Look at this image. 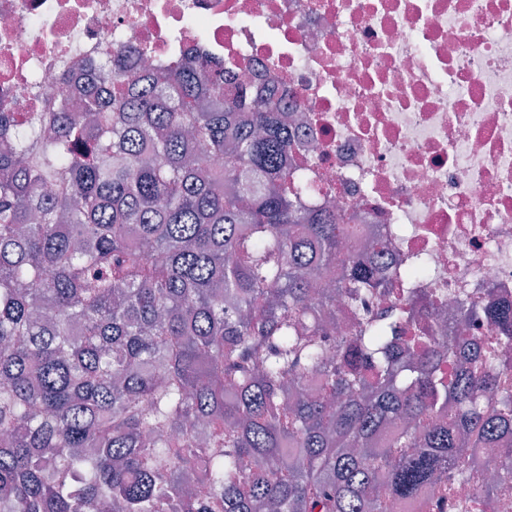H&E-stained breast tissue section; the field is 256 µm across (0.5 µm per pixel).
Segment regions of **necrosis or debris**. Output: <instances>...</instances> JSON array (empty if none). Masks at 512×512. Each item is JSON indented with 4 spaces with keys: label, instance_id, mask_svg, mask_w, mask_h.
Listing matches in <instances>:
<instances>
[{
    "label": "necrosis or debris",
    "instance_id": "necrosis-or-debris-1",
    "mask_svg": "<svg viewBox=\"0 0 512 512\" xmlns=\"http://www.w3.org/2000/svg\"><path fill=\"white\" fill-rule=\"evenodd\" d=\"M127 58L223 59L228 81L300 111L290 166L350 223L392 245L400 279L447 303H512V0H0V89L43 111L59 72L82 92L115 44ZM424 492L429 512H486L497 472Z\"/></svg>",
    "mask_w": 512,
    "mask_h": 512
}]
</instances>
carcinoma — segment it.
<instances>
[{
  "mask_svg": "<svg viewBox=\"0 0 512 512\" xmlns=\"http://www.w3.org/2000/svg\"><path fill=\"white\" fill-rule=\"evenodd\" d=\"M56 100H0V512H390L512 440V305L369 308L273 98L119 46Z\"/></svg>",
  "mask_w": 512,
  "mask_h": 512,
  "instance_id": "obj_1",
  "label": "carcinoma"
}]
</instances>
